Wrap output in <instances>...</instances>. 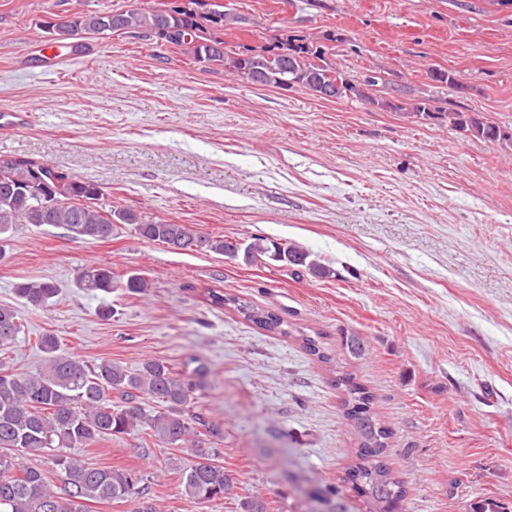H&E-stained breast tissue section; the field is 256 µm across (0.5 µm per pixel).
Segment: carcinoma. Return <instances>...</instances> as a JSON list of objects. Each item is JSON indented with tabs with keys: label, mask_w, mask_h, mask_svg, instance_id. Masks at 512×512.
Listing matches in <instances>:
<instances>
[{
	"label": "carcinoma",
	"mask_w": 512,
	"mask_h": 512,
	"mask_svg": "<svg viewBox=\"0 0 512 512\" xmlns=\"http://www.w3.org/2000/svg\"><path fill=\"white\" fill-rule=\"evenodd\" d=\"M235 23L232 14L207 8L203 0H187L182 10L168 6L154 11L129 9L118 13H76L59 24H45L52 45L63 47L78 31L94 34H130L151 37L181 48L196 63L218 64L256 84L282 90L302 89L325 98V88L340 81L331 97L368 100L364 84L351 79L326 58V51L312 48L291 35L276 37L268 46L250 47L233 54L226 51L224 27ZM394 112H410L423 119L440 120L448 127L483 141L512 145V131L503 129L480 112L442 109L426 99L414 102L384 100ZM99 188L30 160L0 163V252L20 224L61 227L73 239L106 241L122 224L135 226L144 239L177 251H206L231 260L251 263L266 257L284 266H306L316 277L330 269L309 259L295 245L254 237L248 243L203 236L187 224L147 223L131 210L99 203ZM112 269L92 265L81 269L75 285L96 296L114 288ZM19 299L34 308H45L58 294L52 280L25 281L14 286ZM210 303L234 309L247 321L283 337L293 329L279 314L240 300L231 293L208 290ZM22 332L15 308L0 305V344ZM308 355L321 363H337L319 336H300ZM43 363L34 373L19 374L0 365V512H88L90 502L118 501L133 504L132 512H159L149 496L143 476L129 469L92 467L68 455L65 449L90 445L100 439L143 432L176 447L193 441L201 432L219 438V426L187 412L194 393L202 387L207 369L200 364L188 375L176 373L161 359H150L129 372L111 361L88 364L59 352L56 337H38ZM334 386L343 395L346 416L358 439L356 463L344 481L368 505L367 512H402L403 482L389 461L391 430L374 411V396L352 373L333 370ZM147 395L162 405L146 412L139 403ZM47 456L56 486L43 469L26 466L30 456ZM216 448H193L191 459L180 468L186 496L203 504L230 494L231 481L218 461Z\"/></svg>",
	"instance_id": "cac0c4a2"
}]
</instances>
